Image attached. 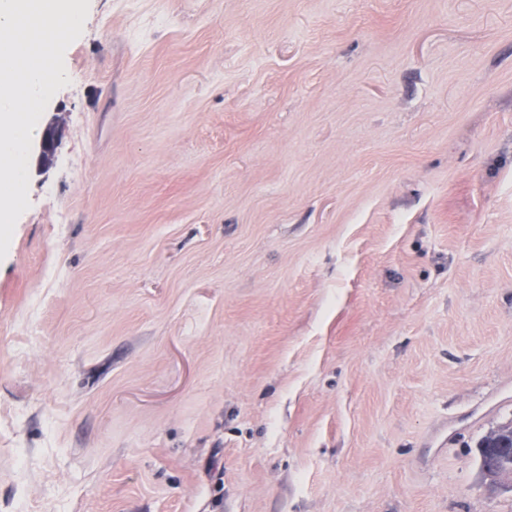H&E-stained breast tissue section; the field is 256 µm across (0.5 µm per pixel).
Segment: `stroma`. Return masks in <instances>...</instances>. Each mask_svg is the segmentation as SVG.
Segmentation results:
<instances>
[{
  "instance_id": "1",
  "label": "stroma",
  "mask_w": 512,
  "mask_h": 512,
  "mask_svg": "<svg viewBox=\"0 0 512 512\" xmlns=\"http://www.w3.org/2000/svg\"><path fill=\"white\" fill-rule=\"evenodd\" d=\"M0 260V512H512V0H90ZM63 120L56 118L45 126L38 142L39 160L43 165H49L55 155L63 128ZM512 429V422L502 425L497 429L491 430L485 437L482 436L477 442V453L480 460L481 454L479 448H483L485 461L491 459L492 464H487L484 468L492 483H508V489L512 490V468L507 465H497L499 460L512 458V434L508 433V438H499L493 443L486 445L488 448L482 447L486 437L496 431H506ZM484 437V438H483Z\"/></svg>"
}]
</instances>
